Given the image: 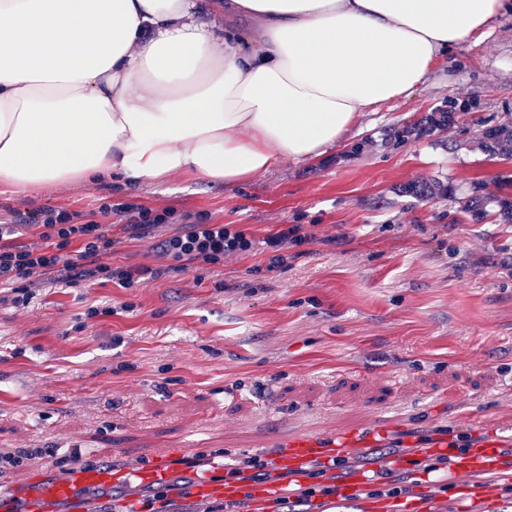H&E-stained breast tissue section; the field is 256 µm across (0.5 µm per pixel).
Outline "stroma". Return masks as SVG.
Listing matches in <instances>:
<instances>
[{"mask_svg": "<svg viewBox=\"0 0 512 512\" xmlns=\"http://www.w3.org/2000/svg\"><path fill=\"white\" fill-rule=\"evenodd\" d=\"M440 112L453 123L430 125ZM499 125L512 126L508 15L312 163L284 157L232 187L186 173L25 193L0 184V222L16 224L14 244L49 245L18 218L80 211L112 236L106 263L134 275L130 288L79 278V259L27 304L0 291V457L30 449L21 467L0 469V499L20 512H128L152 485L132 476L52 500L36 498L27 478L67 477L58 457L76 448L121 470L147 450L193 441L198 454L174 463L165 487L168 512H221L222 497L195 493L216 467L272 459L274 444L301 432L373 430L368 452L337 466L340 494L316 498L310 512H372L387 484L403 486L404 512H512V471L476 497L448 465L394 467L397 453L443 431L478 443L512 430V224L493 205L480 221L466 209L478 182L486 196L512 197V157L479 145L480 131ZM414 184L427 195L406 193ZM104 202L175 215L134 230L99 213ZM187 217L233 225L255 247L215 265L174 259L164 244ZM287 224L310 241L270 266L261 243Z\"/></svg>", "mask_w": 512, "mask_h": 512, "instance_id": "obj_1", "label": "stroma"}]
</instances>
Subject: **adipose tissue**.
<instances>
[{"label": "adipose tissue", "mask_w": 512, "mask_h": 512, "mask_svg": "<svg viewBox=\"0 0 512 512\" xmlns=\"http://www.w3.org/2000/svg\"><path fill=\"white\" fill-rule=\"evenodd\" d=\"M263 20L258 36L213 23ZM512 0H0V183L231 187L410 96Z\"/></svg>", "instance_id": "obj_1"}]
</instances>
